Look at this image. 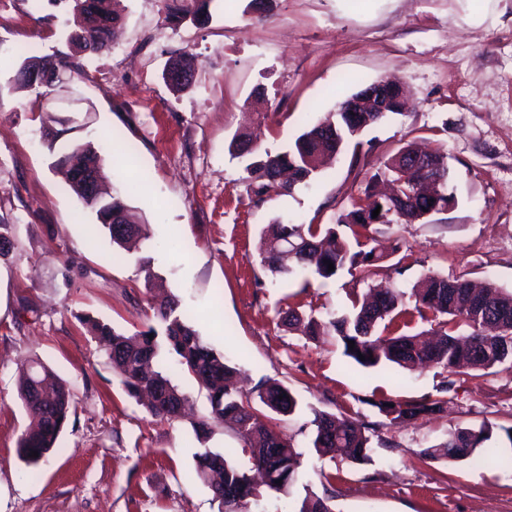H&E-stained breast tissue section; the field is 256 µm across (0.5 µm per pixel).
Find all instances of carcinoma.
<instances>
[{
    "label": "carcinoma",
    "instance_id": "1",
    "mask_svg": "<svg viewBox=\"0 0 512 512\" xmlns=\"http://www.w3.org/2000/svg\"><path fill=\"white\" fill-rule=\"evenodd\" d=\"M214 0H164V22L178 24L185 20L200 25L209 22ZM75 30L80 32L73 44L83 50L101 52L109 47V30L116 27L118 17L111 12L109 0H73ZM16 79L26 87L39 81L32 69L41 67L72 74L77 67L66 57L31 56L19 52ZM33 88V87H31ZM36 98H50L53 86L34 87ZM336 110L305 129L285 152L258 150L257 138L242 135L232 144L235 157L251 155L254 160L246 167L256 196L270 197L291 192L297 183H306L326 154L336 155L355 134L379 121L376 112ZM413 150L408 145L384 162L383 175L390 177L392 195L380 203L377 217L359 201L352 209L339 215L337 224H284L279 220L269 225L265 236L268 244L262 262L276 275L288 276L299 268L316 279L327 280L343 269L355 270L365 281L377 274L385 255L378 252L376 224H409L425 213H439L453 204L454 198L445 192L448 183L447 154L441 150L429 152L439 163L431 172L432 189L423 186L419 174L403 177L398 174L406 155ZM69 167L70 187L84 207L94 212L109 232L112 243L125 254H132L144 238V225L131 221L124 198L115 194L88 195L81 177L83 165L96 166L106 177L103 158L90 141L77 142L63 156ZM349 229L345 235L338 227ZM334 270H328L326 262ZM414 311L404 304V293L397 288H380L352 300V309L341 316L319 320L303 318L294 308H288L283 322L302 326V332L312 338L332 336L343 347V355L365 368L398 366H434L450 374H462V369L486 370L504 366L512 369V294L502 291L492 282L477 285L468 279L449 280L426 275L413 288ZM153 315L161 330L150 326L131 335L116 331L109 324L88 317L89 332L106 343L108 360L128 394L134 398L143 393L153 396L145 403L148 413L156 418L175 421L187 400L186 393L171 379L169 370L153 367L160 351L159 338H164L178 357L177 369L192 376L205 389L210 405V418L230 419L237 426V435L244 443L247 455L243 464L228 459V454L204 449L196 454V475L210 488L218 512L225 509V495L236 501L233 512H251L267 493L291 494L301 479L303 453L276 429V417L289 416L297 400L281 384L270 381L257 397L264 410L257 409L251 398L237 390L233 379L237 367L224 355L209 347L191 326L186 312L174 299L153 304ZM437 321L436 342L425 345L418 335L409 332L413 314ZM354 342L350 348L348 342ZM367 357L362 361L359 356ZM18 398L31 418V427L22 433L18 451L28 463H36L48 454L71 414L72 399L68 385L57 379L39 360H30L20 368ZM446 401L401 400L383 397L369 402L383 418L381 425L411 419L439 411ZM312 448L319 455H343L354 463L369 459L370 436L357 418L342 413L315 412L312 421ZM492 426L477 429L459 428L448 435L444 444L423 452L429 459L449 461L483 460L477 449L491 439ZM38 456H31V452ZM296 512H332L329 498L306 492Z\"/></svg>",
    "mask_w": 512,
    "mask_h": 512
}]
</instances>
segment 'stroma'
<instances>
[{"label": "stroma", "mask_w": 512, "mask_h": 512, "mask_svg": "<svg viewBox=\"0 0 512 512\" xmlns=\"http://www.w3.org/2000/svg\"><path fill=\"white\" fill-rule=\"evenodd\" d=\"M162 0H119L117 39L98 54L69 39L70 0H0V220L13 247L0 257V512H218L195 477V455L233 449L231 424L197 439L191 419L152 417L129 396L81 318L134 333L154 325L138 260L177 297L203 340L256 395L273 380L296 397L281 430L304 451L302 487L270 495L257 512H294L305 490L333 512H512V469L423 458L458 428L490 424L491 446L512 426V371L453 379L428 367L364 368L330 337L288 327V307L342 315L368 283L348 272L321 282L261 263L274 220L332 224L368 177L412 140L448 156V210L425 223L382 224L390 255L374 283L402 291L427 274L488 280L512 292V0H213L199 25L162 22ZM66 56L80 76L53 109L15 81L19 46ZM195 57L194 84L176 92L164 74ZM401 81L407 109L359 136L308 183L259 198L234 137L257 135L278 152L366 85ZM51 128L54 149L42 131ZM104 148L105 172L149 237L137 257L114 260L112 242L56 163L78 141ZM409 248L399 259L394 247ZM40 359L75 405L45 460L20 458L29 424L17 398L20 365ZM443 399L444 412L384 426L373 400ZM372 425L370 458L353 463L310 449L315 411Z\"/></svg>", "instance_id": "stroma-1"}]
</instances>
